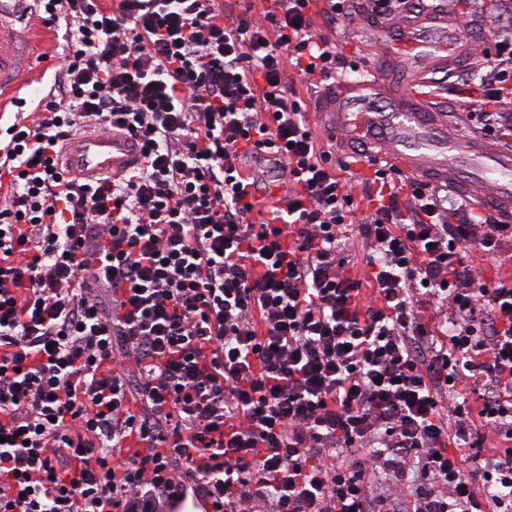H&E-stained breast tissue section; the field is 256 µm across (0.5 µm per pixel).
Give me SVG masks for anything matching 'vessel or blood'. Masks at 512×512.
Segmentation results:
<instances>
[{
	"mask_svg": "<svg viewBox=\"0 0 512 512\" xmlns=\"http://www.w3.org/2000/svg\"><path fill=\"white\" fill-rule=\"evenodd\" d=\"M26 0H0V93L14 89L22 79L24 48L18 43L15 25ZM459 26L455 18L441 15L432 20L413 21L405 33L410 42L424 39L446 41ZM385 83L379 72L369 79L337 81L329 94V126L337 132L357 136L375 135L382 148L379 158L407 172L431 180L447 177L460 164H479L485 179L480 196L503 217L512 216V154H499L461 145L448 157L430 155L435 141L442 138L446 116L419 110L402 97H382ZM139 155L135 140L127 135L84 132L63 149L69 171L87 178L116 176L131 167ZM213 503L189 496L187 488L177 490L166 512H212Z\"/></svg>",
	"mask_w": 512,
	"mask_h": 512,
	"instance_id": "obj_1",
	"label": "vessel or blood"
}]
</instances>
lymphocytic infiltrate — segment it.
Wrapping results in <instances>:
<instances>
[{"instance_id":"1","label":"lymphocytic infiltrate","mask_w":512,"mask_h":512,"mask_svg":"<svg viewBox=\"0 0 512 512\" xmlns=\"http://www.w3.org/2000/svg\"><path fill=\"white\" fill-rule=\"evenodd\" d=\"M38 2L62 67L1 131L0 512H164L187 483L216 512H512V281L470 255L512 224L382 168L357 223L288 85L335 74L314 19L352 0ZM478 77L469 120L512 137V40ZM83 127L138 163L70 176ZM472 255L475 270L482 278L486 280H495L498 278H504V276L512 277V268L509 275L508 271L505 269V261H502L501 264H496L490 259H486V257L475 249L472 250Z\"/></svg>"}]
</instances>
